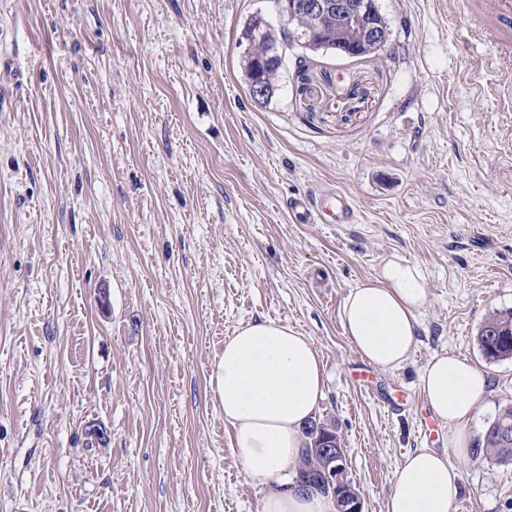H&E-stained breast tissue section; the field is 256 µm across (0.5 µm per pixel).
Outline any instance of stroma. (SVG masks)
I'll list each match as a JSON object with an SVG mask.
<instances>
[{"label":"stroma","mask_w":512,"mask_h":512,"mask_svg":"<svg viewBox=\"0 0 512 512\" xmlns=\"http://www.w3.org/2000/svg\"><path fill=\"white\" fill-rule=\"evenodd\" d=\"M467 0H377L370 58L285 52L254 101L238 39L274 0H0V512H259L213 371L257 320L314 343L363 512L444 450L420 377L440 353L489 381L481 443L512 403V359L481 324L512 308V116ZM333 187L358 221L303 224ZM402 256L428 302L401 368L345 335L348 292ZM101 427L104 439L91 437ZM452 512H512V465L450 456Z\"/></svg>","instance_id":"stroma-1"}]
</instances>
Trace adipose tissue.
I'll return each mask as SVG.
<instances>
[{
	"instance_id": "1",
	"label": "adipose tissue",
	"mask_w": 512,
	"mask_h": 512,
	"mask_svg": "<svg viewBox=\"0 0 512 512\" xmlns=\"http://www.w3.org/2000/svg\"><path fill=\"white\" fill-rule=\"evenodd\" d=\"M427 298L419 265L391 256L345 297L344 332L376 368H400L417 342V314ZM214 378L242 467L264 490L260 512H336L333 497L299 488L293 472L304 446L302 428L325 393V370L312 341L283 322L246 323L225 340ZM487 385L466 359L442 354L428 361L422 391L433 416L448 427L449 450H414L396 471L385 512H451L458 488L448 457L467 455L468 428Z\"/></svg>"
}]
</instances>
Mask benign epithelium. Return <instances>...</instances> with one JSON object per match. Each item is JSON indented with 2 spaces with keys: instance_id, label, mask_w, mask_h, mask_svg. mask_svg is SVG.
Wrapping results in <instances>:
<instances>
[{
  "instance_id": "benign-epithelium-1",
  "label": "benign epithelium",
  "mask_w": 512,
  "mask_h": 512,
  "mask_svg": "<svg viewBox=\"0 0 512 512\" xmlns=\"http://www.w3.org/2000/svg\"><path fill=\"white\" fill-rule=\"evenodd\" d=\"M280 16L290 23L305 17L311 26L295 34L293 41L312 52L326 49L347 57L363 56L388 44L389 33L378 19L376 0H276ZM250 92L257 100H263L268 87L259 68L253 69L249 82ZM315 452L337 460V464L322 471L320 481L326 492L336 494L346 477L344 450L332 447V441L323 438Z\"/></svg>"
}]
</instances>
